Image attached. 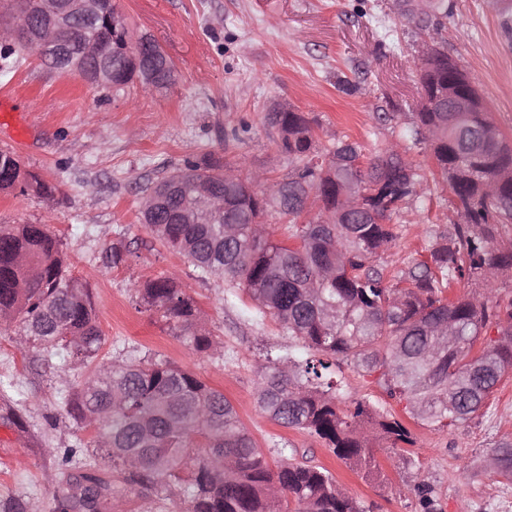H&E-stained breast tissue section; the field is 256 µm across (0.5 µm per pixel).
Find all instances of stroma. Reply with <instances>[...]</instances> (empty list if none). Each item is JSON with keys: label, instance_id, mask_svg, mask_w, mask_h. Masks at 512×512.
<instances>
[{"label": "stroma", "instance_id": "obj_1", "mask_svg": "<svg viewBox=\"0 0 512 512\" xmlns=\"http://www.w3.org/2000/svg\"><path fill=\"white\" fill-rule=\"evenodd\" d=\"M135 34L154 39L174 77L162 89L96 87L45 67L37 51L0 58V95L29 127L24 170L53 187L0 192L1 224H43L66 244L73 277L87 283L98 310L97 361L149 356L224 392L270 461L304 459L327 469L350 496L377 512H421L428 485L437 512H512V480L496 474L495 448L512 442V372L479 412L451 428L411 424L415 443L372 452L382 479L347 467L308 433L287 429L259 408L261 364L285 354L308 357L247 292L203 278L153 235L141 216L145 191L191 164L236 163L240 177H284L293 162L266 115L303 113L317 147L357 143L365 158L390 145L406 150L420 176L393 215V240L377 263L385 275L443 242L460 223L446 182L432 173L426 143L413 134L420 103L419 50L430 44L478 81L492 118L512 142V0H420L414 15L392 0H117ZM125 260L112 265L113 247ZM174 277L192 297L221 347L196 354L188 329L141 302L135 286ZM15 328L0 327V512H64L84 464L111 483L125 512H178L186 485L144 490L124 485L107 459L78 447L93 428L78 425L66 399L89 363L42 348L19 350ZM340 405L367 400L409 422L405 404L382 395L352 365L337 374Z\"/></svg>", "mask_w": 512, "mask_h": 512}]
</instances>
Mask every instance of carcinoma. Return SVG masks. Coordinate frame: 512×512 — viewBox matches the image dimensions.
Segmentation results:
<instances>
[{"label": "carcinoma", "instance_id": "1", "mask_svg": "<svg viewBox=\"0 0 512 512\" xmlns=\"http://www.w3.org/2000/svg\"><path fill=\"white\" fill-rule=\"evenodd\" d=\"M74 47L93 40L114 43L117 88L127 86L123 39L104 23L79 21L63 32ZM425 94L415 114V134L429 146L437 173L448 182L464 222L445 242L408 270L387 280L375 264L390 243L391 217L418 183L412 162L391 146L368 161L359 147L339 141L327 152L313 144L310 121L291 109L268 114L281 149L297 162L267 192L252 181L224 188L231 166L207 163L182 170L181 191L167 197L149 224L168 247L202 274L244 288L258 313L269 314L315 357L261 366L255 387L259 407L283 427L321 439L332 453L366 477H381L373 442L413 444L402 422L358 400L337 404L336 371L351 363L392 399L407 402L422 425L453 427L470 419L512 370V298H454L445 291L464 278L491 284L512 271V245L496 246L512 230V146L488 112H452L457 98L478 91L475 78L448 64V55L424 63ZM347 173L356 192L384 191L359 212L321 223L338 207ZM205 180L225 193L224 213L202 224H174L172 217ZM319 203L317 213L312 204ZM276 211L292 224L286 244L272 239L264 217ZM66 243L43 224L0 225V316L19 327L16 347L39 344L50 352L70 348L86 361L97 355L101 330L91 288L73 278ZM148 306L186 328L201 323L194 300L171 277L138 289ZM197 353L216 350L201 328L188 337ZM69 415L95 429L89 446L112 461L131 487L155 488L182 480L188 461L190 495L184 512H372L345 495L326 469L306 461L273 465L243 426L224 393L193 374L154 359L126 357L101 363L92 378L67 398ZM499 474L512 479V444L495 450ZM75 507L96 512L99 500L122 499L94 474L76 477Z\"/></svg>", "mask_w": 512, "mask_h": 512}]
</instances>
